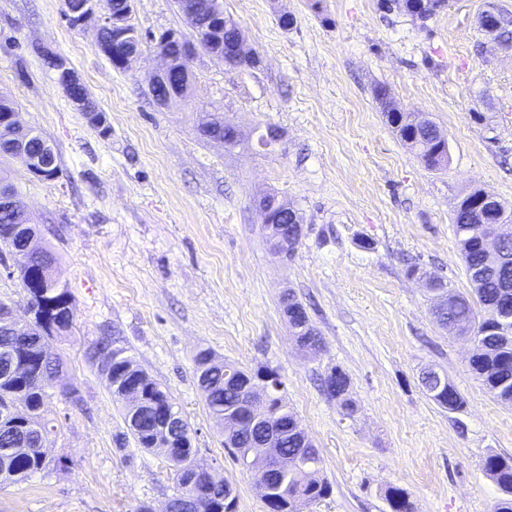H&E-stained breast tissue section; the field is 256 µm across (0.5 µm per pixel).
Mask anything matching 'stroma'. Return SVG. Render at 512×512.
Wrapping results in <instances>:
<instances>
[{
  "label": "stroma",
  "mask_w": 512,
  "mask_h": 512,
  "mask_svg": "<svg viewBox=\"0 0 512 512\" xmlns=\"http://www.w3.org/2000/svg\"><path fill=\"white\" fill-rule=\"evenodd\" d=\"M448 0L427 21L381 0H224L261 63L229 69L205 52L185 98L158 105L146 74L156 35L193 38L175 0H134L144 42L136 65L113 68L95 23L71 27L63 0H0V97L46 137L58 169L46 180L0 155L72 296L73 325L48 341L63 372L47 404L50 469L0 485V512H162L177 492L160 451L138 448L87 352L112 336L161 384L192 427L193 446L236 489V512H267L251 473L225 448L197 385L195 356L272 368L319 449L329 495L302 512H390L403 488L414 512H492L502 492L487 455H512V406L472 372L473 343L434 319L428 277L470 296L452 217L482 189L512 205V46L479 25L488 5ZM296 23L285 29L282 13ZM64 57L103 112L92 128L55 82L44 52ZM431 119L448 140L445 166L403 145L374 98ZM240 141L205 138L211 111ZM277 127L279 141L259 136ZM274 192L303 218L292 256L270 247L257 210ZM417 265L419 277L406 274ZM304 305L323 344L303 352L281 310ZM350 379L346 417L322 389ZM433 369L462 395L438 406L420 376Z\"/></svg>",
  "instance_id": "stroma-1"
}]
</instances>
